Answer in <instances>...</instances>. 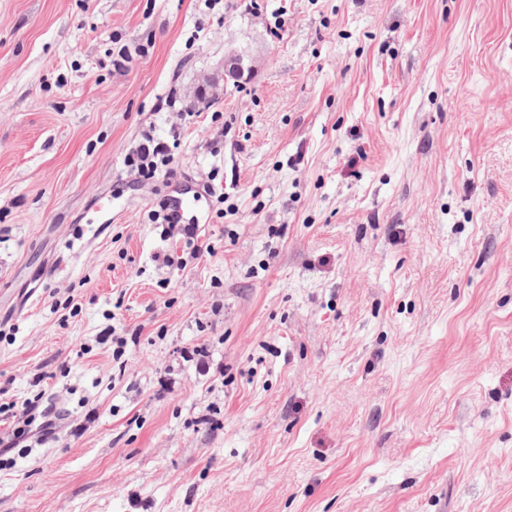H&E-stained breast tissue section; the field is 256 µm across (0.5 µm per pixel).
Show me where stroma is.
Masks as SVG:
<instances>
[{"mask_svg":"<svg viewBox=\"0 0 512 512\" xmlns=\"http://www.w3.org/2000/svg\"><path fill=\"white\" fill-rule=\"evenodd\" d=\"M37 394L0 512H512V0H0V405ZM171 149L157 140L151 129L144 130L137 145L126 155V166L141 180H150L170 173ZM178 208L177 204L162 206L161 211H152V219L154 223L166 224L163 229L164 236L175 243L176 253L181 251V255H177V265L185 269L188 262L198 260L204 251L209 249V245L201 240L199 225L180 224L181 215ZM160 219L161 222H158Z\"/></svg>","mask_w":512,"mask_h":512,"instance_id":"1","label":"stroma"}]
</instances>
